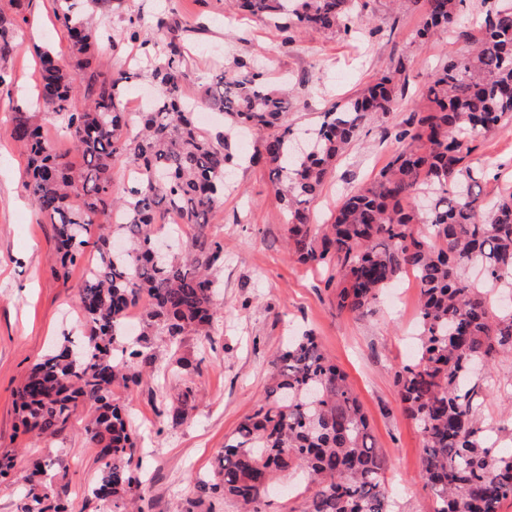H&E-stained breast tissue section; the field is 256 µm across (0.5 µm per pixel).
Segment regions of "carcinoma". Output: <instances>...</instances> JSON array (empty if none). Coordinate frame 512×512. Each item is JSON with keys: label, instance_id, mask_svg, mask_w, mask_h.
<instances>
[{"label": "carcinoma", "instance_id": "carcinoma-1", "mask_svg": "<svg viewBox=\"0 0 512 512\" xmlns=\"http://www.w3.org/2000/svg\"><path fill=\"white\" fill-rule=\"evenodd\" d=\"M55 19L67 34L69 65L40 56L36 105L53 113L58 129L81 157L57 151L31 108L18 104L10 135L27 156L23 186L41 220L53 226L56 274L85 266L77 284L83 341L32 368L19 393L24 432L57 436L78 406L93 416L85 428L103 462L91 488L115 507L135 504L142 481L128 415L113 391L140 383L154 368L149 337L174 344L188 333L209 335L216 308L212 272L224 244L207 224L224 203L233 157L228 139L198 129L184 85L188 64L176 20L154 18L161 35L142 53L157 87L142 112L121 107L124 90L140 72L96 63L99 41L121 39L95 26L126 0H55ZM423 15V46L448 32L472 44L445 63L415 102L401 147L370 183L347 194L328 224H315L310 205L371 115L396 102L403 63L343 104L323 112L301 138L288 119L291 98L270 87L259 63L239 61L215 75L202 100L224 114L229 130L262 132L249 161L268 171L287 215L289 250L303 264L331 271L336 308L371 311L380 293L412 274L419 288L416 360L395 371L407 415L424 442L421 471L435 512H499L512 497V451L491 442L482 426L487 394L477 371L512 357V305L494 310L484 289L512 295V194L489 201L467 160L480 135L512 125V6L488 10L478 34L459 25L465 0H405ZM17 18L0 16V57L11 49L17 22L29 23L31 0H13ZM238 9L288 29L348 30L365 5L359 0H235ZM84 100L83 107L76 102ZM123 160L136 176L115 196L112 168ZM176 213L197 235L178 252H157L156 234ZM96 254L85 257L92 232ZM142 306L143 328L131 341L130 308ZM194 389L184 386L166 409L183 423ZM299 470L311 491L304 512H393L387 462L371 443L370 427L351 384L305 334L288 339L271 360V377L254 412L224 443L212 490L237 501L242 512H264L275 479ZM46 473L34 465L21 512H69L64 499L37 492Z\"/></svg>", "mask_w": 512, "mask_h": 512}]
</instances>
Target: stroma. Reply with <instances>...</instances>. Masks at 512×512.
Returning <instances> with one entry per match:
<instances>
[{
    "instance_id": "1",
    "label": "stroma",
    "mask_w": 512,
    "mask_h": 512,
    "mask_svg": "<svg viewBox=\"0 0 512 512\" xmlns=\"http://www.w3.org/2000/svg\"><path fill=\"white\" fill-rule=\"evenodd\" d=\"M54 11V0H33L29 25L0 58V68L13 78L11 87L0 90V453L15 460L11 479L0 482V512H19L33 459L51 461L48 489L66 498L69 512H112L111 502L87 493L102 469L85 435L88 408H79L61 435L32 440L16 432V393L31 368L80 332L74 286L81 272L73 270L66 280L54 276L53 230L42 223L23 188L26 158L9 135L13 105L25 102L39 80L36 48L68 57L67 36ZM162 11L183 29L188 99H200L211 78L234 68L236 60L259 56L272 86L293 87L290 118L300 128L315 125L333 104L404 64L395 107L366 122L314 202L319 223L329 221L346 192L371 181L388 163L412 102L440 66L469 48L445 33L420 45L415 33L421 14L396 10L392 0H367L365 17L355 18L350 31L309 30L291 37L281 27L234 15L228 0H127L104 23L116 34L128 18H138L139 38L123 41L117 51L101 45L99 62L115 68L142 64L140 44L155 40L153 20ZM258 139L255 133L230 139L231 185L209 226L224 243V262L214 272L217 315L211 336L190 334L175 345L152 337L155 372L141 385L115 392L142 458V506L145 512H237L233 501L202 485L212 482L225 441L262 397L272 354L288 337L310 332L347 374L363 405L375 445L387 460L396 512H434V495L420 477L422 435L394 384L395 370L413 353L416 281L405 277L367 315L338 311L336 290L326 285L328 271L299 263L289 251L286 214L267 170L245 161ZM477 144L471 162L482 174L485 195L512 192V128L479 137ZM176 356L190 360L195 372H169ZM187 380L195 389L193 408L181 425L168 427L169 397ZM483 384L489 393L482 408L485 427L512 429L506 411L512 403V360L501 361Z\"/></svg>"
}]
</instances>
